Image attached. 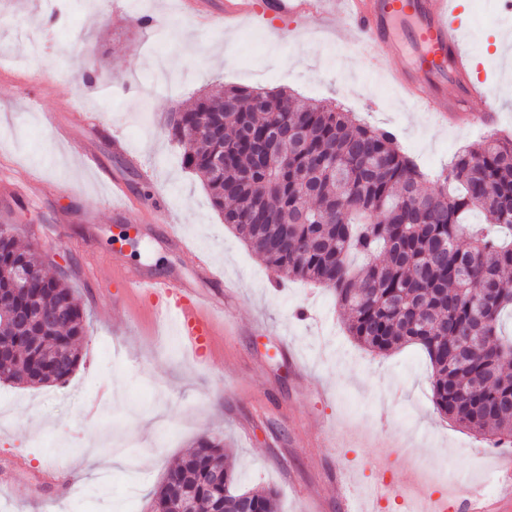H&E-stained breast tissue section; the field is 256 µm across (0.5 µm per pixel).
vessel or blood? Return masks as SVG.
Returning a JSON list of instances; mask_svg holds the SVG:
<instances>
[{"label":"vessel or blood","mask_w":512,"mask_h":512,"mask_svg":"<svg viewBox=\"0 0 512 512\" xmlns=\"http://www.w3.org/2000/svg\"><path fill=\"white\" fill-rule=\"evenodd\" d=\"M323 0H225L224 16L305 20L320 16ZM346 27L362 44L373 65L387 72L403 97L440 119L464 124H494L497 113L475 71L476 58L467 46L460 0H343ZM483 109H476V102ZM113 278L125 295L148 297L181 330L187 350L199 355L213 346L214 330L206 308L223 306L221 294L190 287L180 277L132 270L118 265ZM505 490L492 496L448 498L424 494L405 499L403 485L379 481L361 497L349 500L347 512H370L382 499L402 500L405 512H512V456L499 459Z\"/></svg>","instance_id":"vessel-or-blood-1"}]
</instances>
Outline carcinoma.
<instances>
[{
	"mask_svg": "<svg viewBox=\"0 0 512 512\" xmlns=\"http://www.w3.org/2000/svg\"><path fill=\"white\" fill-rule=\"evenodd\" d=\"M182 164L199 174L224 223L267 265L330 288L361 347H422L436 411L495 444L512 442V138L492 134L460 152L432 190L394 134L333 102L216 85L167 114ZM477 211L489 224L474 227ZM28 270L16 288V266ZM49 320H22L27 311ZM84 308L64 276H48L12 228L0 227V382L65 384L80 363ZM233 450L204 434L153 493L174 512L196 490L194 512L242 501L273 512L277 492L236 486ZM224 470L225 483L211 471Z\"/></svg>",
	"mask_w": 512,
	"mask_h": 512,
	"instance_id": "cac0c4a2",
	"label": "carcinoma"
}]
</instances>
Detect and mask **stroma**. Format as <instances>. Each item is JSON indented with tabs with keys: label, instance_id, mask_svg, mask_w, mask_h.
I'll use <instances>...</instances> for the list:
<instances>
[{
	"label": "stroma",
	"instance_id": "obj_1",
	"mask_svg": "<svg viewBox=\"0 0 512 512\" xmlns=\"http://www.w3.org/2000/svg\"><path fill=\"white\" fill-rule=\"evenodd\" d=\"M130 0H0V225L63 266L85 310L81 363L63 385L0 383V512H151L152 492L202 432L234 450L242 484L271 485L280 512H346L392 455L403 486L423 469L450 471L438 492L495 485L492 441L438 414L425 352L384 355L347 335L332 291L275 273L225 226L201 179L181 163L159 122L212 83L284 89L333 100L367 124L392 131L399 147L435 175L482 140L473 126L440 124L407 104L350 43L337 9L323 22L244 19L201 26L182 0H141L151 19L129 18ZM501 0H462L460 19L481 75L512 136V63L503 59L512 19ZM96 59V80L82 78ZM68 126L58 139L43 122ZM101 142V168L86 170L83 140ZM123 138L141 162L113 152ZM158 204L152 222L114 210L120 181L141 199L142 168ZM206 252L237 296L215 312L212 353L186 351L158 322L151 299L125 301L112 256L127 265L194 278V259L169 247L168 223ZM294 351L285 358L280 342Z\"/></svg>",
	"mask_w": 512,
	"mask_h": 512
}]
</instances>
